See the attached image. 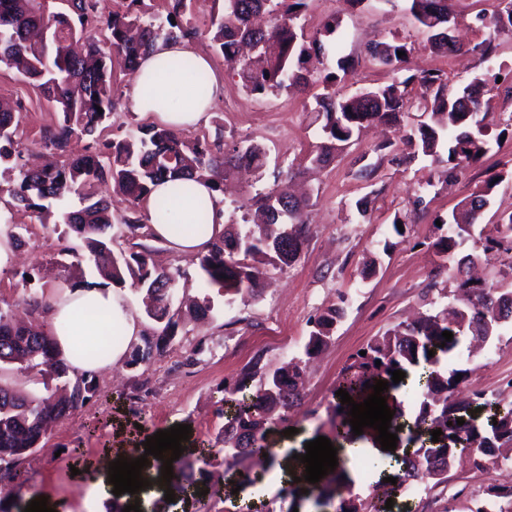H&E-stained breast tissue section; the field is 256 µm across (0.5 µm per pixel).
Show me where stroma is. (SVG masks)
<instances>
[{
	"instance_id": "35a3bbf8",
	"label": "stroma",
	"mask_w": 512,
	"mask_h": 512,
	"mask_svg": "<svg viewBox=\"0 0 512 512\" xmlns=\"http://www.w3.org/2000/svg\"><path fill=\"white\" fill-rule=\"evenodd\" d=\"M495 0H451L450 10L463 40L480 42L479 14L492 12ZM408 0H304L296 24L308 37L336 43L352 61L335 89L349 95L391 82L393 72L370 59L367 48L395 37L407 44L412 68L445 73L458 85L485 75L500 76V88L489 96L493 118L491 148L479 161L449 174L444 165L413 157L403 138L404 127L371 125L356 141L337 153L322 168L311 167L309 154L320 142L321 123L313 110V92H247L235 68L213 53L207 37L195 38L196 47L209 54L215 72L224 77V91L215 100L206 124L187 131V138H222L224 142L257 143L266 151L263 173L232 171L224 180V221L242 224L254 211L258 193L292 177L295 190L307 193L306 242L299 259L284 270L270 271L265 288L254 295H223L202 288L195 258L173 255L155 244L159 266L181 268L183 276L172 289V305L190 298L210 297L213 311L206 323L181 321L174 340L149 365H119L98 374L94 399L73 415L58 421L45 445L30 455L22 468L16 493L22 497L46 495L60 501L64 512H93L88 485L72 475L71 465L98 457L106 441L134 443L140 432L154 433L187 424L196 441H215L224 423L220 388L235 382L249 367L267 372L302 355L311 319L335 305L338 293L348 294L350 305L337 323L329 344L308 366L301 401L285 424L267 436L270 448H301L317 437H333L332 407L342 369L356 352L388 328L424 310L426 300L446 304L442 288L447 272L438 271L432 248L439 232L436 216L448 213L460 200L483 190L496 175L485 224L498 223L512 213V31H501L492 57L474 52L444 57L432 52L425 34L409 14ZM336 32H325L328 22ZM117 88L112 114L104 131L115 138L138 116L127 91L132 77L122 58L111 60ZM22 101L25 109L18 131L24 155L39 158L44 151L42 133L55 126L60 114L15 70L0 66V100ZM375 169L371 177L359 174L363 166ZM369 198L371 210L360 217L356 202ZM7 193H0V223L21 228L24 243L8 264L0 267V300L23 304L28 294L64 290L66 286L97 281L88 268L62 269L53 231L57 212L38 219L13 208ZM402 216L406 224L395 233L392 222ZM395 244L384 251L385 241ZM33 272L23 283V272ZM463 390L480 389L501 403H512V387L500 383L512 376V325H504L491 349L472 364ZM293 434H285V427ZM204 481L206 495L192 504L175 501L164 512H234L230 480L242 472L249 479L266 477L265 467L251 459L213 457ZM512 485V467L488 473L463 463L452 468L442 484L425 483L413 493L397 491L392 512H469L473 500L485 498L491 485ZM254 512H333L320 506L311 493L288 495L269 489L252 499Z\"/></svg>"
}]
</instances>
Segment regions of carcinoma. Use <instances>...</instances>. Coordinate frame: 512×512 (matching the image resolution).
<instances>
[{"label":"carcinoma","instance_id":"carcinoma-1","mask_svg":"<svg viewBox=\"0 0 512 512\" xmlns=\"http://www.w3.org/2000/svg\"><path fill=\"white\" fill-rule=\"evenodd\" d=\"M279 8L271 10L273 18L264 27L253 25L252 19L271 2ZM144 0H125L123 11L103 12L100 0H67L55 10L51 0H0V64L21 74L49 103L55 104L61 121L43 134L44 148L51 160L40 168L24 162L16 141L20 125L22 101L14 104L0 101V172L13 176L9 193L14 202L37 216L48 212V203L61 201L67 194L77 197L80 208H63L60 240L75 235L82 250L63 247L60 254L74 258L71 265L87 266L116 286L126 281L146 293L150 304L147 315L162 325L161 330L145 333L129 344L128 365L149 364L176 336L178 321L171 312L170 291L180 270L158 271L150 264L151 248L139 243V250L116 255L112 252L111 229L123 225L129 238L153 237L151 225L170 222V202L157 200L152 214L141 212L150 184L168 178L172 181L196 177L211 181L213 189L222 193L218 176H227L242 164L263 168L266 154L254 144L226 147L217 137L213 142L189 140L181 132L163 125H136L123 136L101 141V127L109 115L115 97L112 73L107 59H124L135 71L141 55L159 42L177 41L202 33L210 36L224 59L237 61L239 46L254 49L261 66L252 61L240 62L238 75L250 93L293 89L303 92L311 85H321L325 93L315 97L317 116L323 123V142L310 157L317 166L328 164L362 127L393 124L411 112L415 101L408 87L414 83L432 102L424 105L420 120L406 131L413 155L448 165V177L480 158L489 145L490 121L487 102L483 100L486 80L476 77L464 86H456L448 77L429 72L401 77L408 70L407 45L396 41H379L371 46L370 55L394 73L391 84L375 90H361L350 96H339L336 72L327 67L314 75L302 67L309 51L326 55L324 43L317 37L305 40L297 32L294 19L303 0H212L221 8L211 12L205 30L185 17L186 0H164L166 15L150 14L142 9ZM410 11L419 26L428 33L433 51L454 55L463 51L460 43L449 44L443 32L448 27V0H411ZM484 38L472 47L485 57L492 52V42L501 30L512 28V0H497L495 10L479 16ZM405 55L400 57L398 52ZM170 67L190 76L196 94L206 97L208 76L189 59H176ZM102 112H97V109ZM86 140L84 153L68 154L73 138ZM118 183L127 196V206L114 216L112 204L97 196L92 187L107 180ZM498 182L486 190L463 200L447 216L440 219L441 234L432 243L435 253L448 267L455 283L454 307L428 309L410 324H399L372 339L364 351L344 370L338 388L353 398H361L365 383L379 377H391L401 370L414 373L413 389L417 395L414 410L399 412L391 425L408 428L417 434L421 444L406 449L393 461L407 478L442 483L456 458L467 456L473 466L488 472L512 464V403L502 405L483 391H473L465 405L453 401L460 383L457 375L467 378L468 368L450 366L456 351L466 340L487 343L500 335L502 326L512 320V276L492 282L475 283L468 275L466 255L451 266L449 262L468 243L482 246L512 271V214L496 225V234L476 231L483 219V209L490 204L489 195ZM255 204L261 218L254 226L239 231L224 225V233L205 254L198 255L202 281L207 288L224 294L256 288L271 269H283L300 257L305 243L307 204L293 197L284 182L268 192L257 194ZM208 224L204 208L196 210L190 225H173L180 233H198ZM53 297L41 294L25 301L32 313L46 318ZM347 296L338 295L336 307L311 321L312 329L306 354L326 346L338 320L343 318ZM450 331L453 339L444 342L442 332ZM123 342V330L115 325L89 355L104 359L112 348ZM433 356H428V351ZM381 365H376V361ZM41 376L45 393L29 395L0 380V483L11 484L19 475L24 461L33 453L55 421L64 419L89 403L97 392L96 373L69 375L59 357L54 338L48 329L15 321L11 308L0 305V376L14 367ZM255 371L246 372L238 381L224 385V427L221 443L224 457L236 460L266 453L265 461L274 465V455L265 444L272 425L284 420L298 405L302 368L294 362L271 375L259 379L256 391L247 393ZM489 409L486 421L478 424L470 410ZM465 420L461 426L457 419ZM441 430L438 441L430 432ZM204 467L194 472V462ZM210 465L206 452L188 455L174 462L181 488L196 484V475H205ZM491 498L476 500L470 512H512V487L491 486Z\"/></svg>","mask_w":512,"mask_h":512}]
</instances>
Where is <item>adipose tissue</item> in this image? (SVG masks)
Masks as SVG:
<instances>
[{"mask_svg": "<svg viewBox=\"0 0 512 512\" xmlns=\"http://www.w3.org/2000/svg\"><path fill=\"white\" fill-rule=\"evenodd\" d=\"M190 58L196 67L209 73V91L206 98L196 97L188 88L185 75L169 70V63L177 58ZM224 88V79L212 72L209 58L198 51L191 40L176 43L158 44L152 53L141 61L130 99L135 112L143 114L150 121L183 131L197 126L205 119ZM173 183L155 186L149 199L144 200L145 209H152L154 200L160 196L172 199L173 213L171 224H157L153 227L156 239L180 256H193L205 251L207 243L215 234L224 229V206L220 197L210 191L207 184L192 183L191 189L181 195H174ZM206 204L209 213L208 229L205 233L176 235L171 231L172 224L187 223L189 216L199 204ZM66 300H55L48 316V327L61 352L62 360L71 371H100L121 361L123 349H113L106 359L90 357V346L105 332L107 323L120 325L128 336L139 333L137 317L126 303L121 293L113 287L94 284L67 290ZM123 449L104 448L98 458L83 462L82 473L90 474V495L97 502L119 500L128 505L134 502L151 504L167 485L159 459H150L141 471L148 480V488L138 493L113 495V485L109 481L110 462L125 457Z\"/></svg>", "mask_w": 512, "mask_h": 512, "instance_id": "1", "label": "adipose tissue"}]
</instances>
